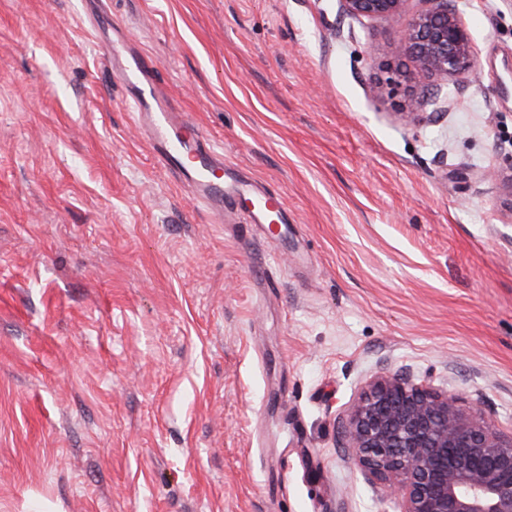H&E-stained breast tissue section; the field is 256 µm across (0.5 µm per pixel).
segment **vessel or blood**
Returning a JSON list of instances; mask_svg holds the SVG:
<instances>
[{"label": "vessel or blood", "mask_w": 512, "mask_h": 512, "mask_svg": "<svg viewBox=\"0 0 512 512\" xmlns=\"http://www.w3.org/2000/svg\"><path fill=\"white\" fill-rule=\"evenodd\" d=\"M155 70L153 58L140 56L127 81L145 103L138 116L151 132L156 160L177 172L197 196L208 202L215 214H223L224 182L219 173L224 169V162L204 141L191 120L169 103L156 102Z\"/></svg>", "instance_id": "1"}]
</instances>
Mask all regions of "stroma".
<instances>
[{
	"label": "stroma",
	"mask_w": 512,
	"mask_h": 512,
	"mask_svg": "<svg viewBox=\"0 0 512 512\" xmlns=\"http://www.w3.org/2000/svg\"><path fill=\"white\" fill-rule=\"evenodd\" d=\"M455 5L411 124L402 16L0 0V512H399L340 440L385 367L512 433V0ZM138 54L283 239L157 164Z\"/></svg>",
	"instance_id": "stroma-1"
}]
</instances>
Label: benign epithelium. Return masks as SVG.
Wrapping results in <instances>:
<instances>
[{
    "label": "benign epithelium",
    "instance_id": "benign-epithelium-1",
    "mask_svg": "<svg viewBox=\"0 0 512 512\" xmlns=\"http://www.w3.org/2000/svg\"><path fill=\"white\" fill-rule=\"evenodd\" d=\"M410 0H340L353 18L402 16ZM400 30V49L414 69L415 89L474 75L478 57L452 0H424ZM423 97L413 93L403 115L419 120ZM353 467L400 501V512H512V436L457 405V397L414 380L406 368L367 382L341 423Z\"/></svg>",
    "mask_w": 512,
    "mask_h": 512
}]
</instances>
